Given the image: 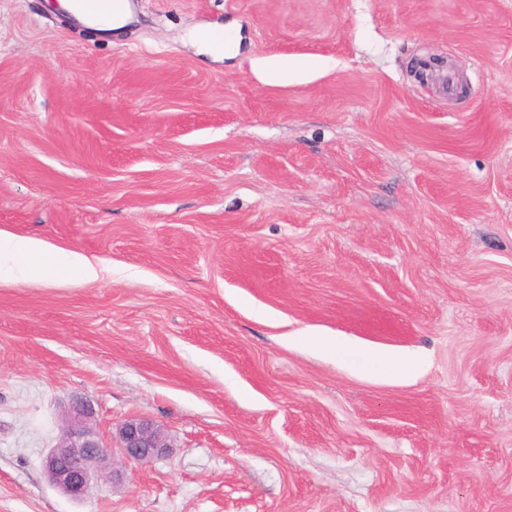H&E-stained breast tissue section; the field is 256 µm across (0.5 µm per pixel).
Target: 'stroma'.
Segmentation results:
<instances>
[{
  "label": "stroma",
  "instance_id": "1",
  "mask_svg": "<svg viewBox=\"0 0 512 512\" xmlns=\"http://www.w3.org/2000/svg\"><path fill=\"white\" fill-rule=\"evenodd\" d=\"M136 2L0 0V230L101 269L0 282V512H512V0ZM78 399L169 452L60 493ZM62 6L71 13L85 18L86 22L97 28L99 31H111L115 26L111 23H101L86 15L100 20L119 16L125 13L131 0H80L81 13L77 10L74 0H61ZM296 341L316 353L335 359L348 371L370 373L386 379H408L423 364L422 358L416 355L385 351L314 330H303Z\"/></svg>",
  "mask_w": 512,
  "mask_h": 512
}]
</instances>
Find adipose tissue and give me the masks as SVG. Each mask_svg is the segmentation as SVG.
<instances>
[{
    "label": "adipose tissue",
    "mask_w": 512,
    "mask_h": 512,
    "mask_svg": "<svg viewBox=\"0 0 512 512\" xmlns=\"http://www.w3.org/2000/svg\"><path fill=\"white\" fill-rule=\"evenodd\" d=\"M99 277V268L79 252L57 249L34 237L0 232V280L26 284L74 278L91 283ZM297 340L348 371L386 379L409 378L423 364L422 358L412 354L385 351L314 330L302 331Z\"/></svg>",
    "instance_id": "ef3b65f1"
}]
</instances>
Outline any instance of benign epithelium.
Instances as JSON below:
<instances>
[{
	"label": "benign epithelium",
	"mask_w": 512,
	"mask_h": 512,
	"mask_svg": "<svg viewBox=\"0 0 512 512\" xmlns=\"http://www.w3.org/2000/svg\"><path fill=\"white\" fill-rule=\"evenodd\" d=\"M91 417L88 403L73 402L65 415L59 442L43 460L49 483L73 499L85 495L96 473H114L112 446L92 425ZM118 448L123 461L145 465L162 454L168 444L159 425L144 418H130L119 428Z\"/></svg>",
	"instance_id": "7a95c632"
}]
</instances>
